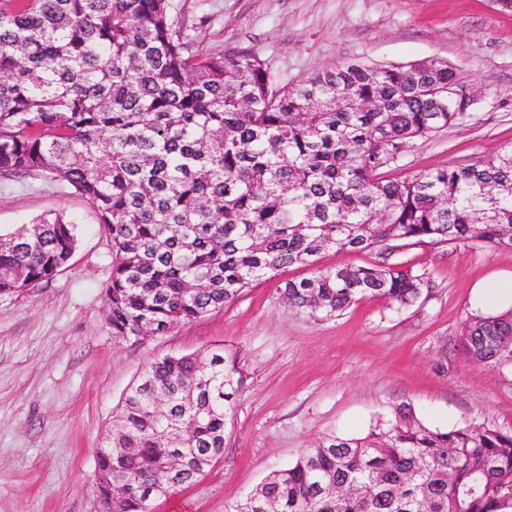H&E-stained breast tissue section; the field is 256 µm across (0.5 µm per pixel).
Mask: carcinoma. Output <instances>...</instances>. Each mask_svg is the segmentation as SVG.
Returning a JSON list of instances; mask_svg holds the SVG:
<instances>
[{"mask_svg": "<svg viewBox=\"0 0 512 512\" xmlns=\"http://www.w3.org/2000/svg\"><path fill=\"white\" fill-rule=\"evenodd\" d=\"M174 0H0V178L42 175L82 197L112 243L115 336H161L288 265L292 310L415 302L429 281L333 252L478 242L512 248V146L398 176L410 141L460 120L471 84L435 59L349 62L290 87L250 46L205 51ZM76 248L61 214L0 233V295L53 279ZM469 360L512 369V309L470 321ZM224 349L146 365L97 452L115 512L193 483L224 456L243 390ZM228 512H512V432L440 431L408 405L363 437L329 436ZM378 251H364V252H347L334 254L327 253L320 259L319 265L331 266L336 264H352L364 266L370 263H378L381 259L378 258Z\"/></svg>", "mask_w": 512, "mask_h": 512, "instance_id": "carcinoma-1", "label": "carcinoma"}]
</instances>
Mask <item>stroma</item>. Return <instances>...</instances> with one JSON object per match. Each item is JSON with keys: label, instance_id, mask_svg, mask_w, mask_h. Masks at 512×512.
<instances>
[{"label": "stroma", "instance_id": "stroma-1", "mask_svg": "<svg viewBox=\"0 0 512 512\" xmlns=\"http://www.w3.org/2000/svg\"><path fill=\"white\" fill-rule=\"evenodd\" d=\"M204 49L244 45L282 83L348 61L437 58L477 90L457 123L410 141L396 174L466 164L512 145V10L494 0H179ZM76 226L68 264L48 283L0 296V512H101L96 456L124 393L146 364L223 348L245 377L224 457L151 512H227L272 471L327 434L353 437L410 404L426 425L512 431V370L469 361L460 344L477 315L473 285L512 271V249L405 246L388 261L431 287L400 308L364 298L319 321L290 310V266L234 302L162 336L113 335L112 246L92 208L41 176L0 179V231L49 213Z\"/></svg>", "mask_w": 512, "mask_h": 512}]
</instances>
